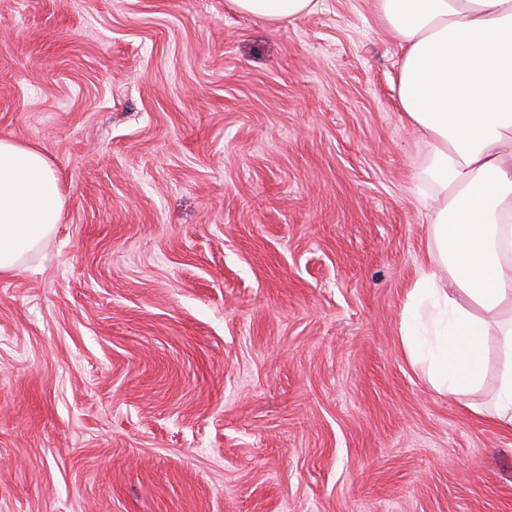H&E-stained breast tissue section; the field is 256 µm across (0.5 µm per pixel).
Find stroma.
<instances>
[{
	"label": "stroma",
	"mask_w": 512,
	"mask_h": 512,
	"mask_svg": "<svg viewBox=\"0 0 512 512\" xmlns=\"http://www.w3.org/2000/svg\"><path fill=\"white\" fill-rule=\"evenodd\" d=\"M372 0H0L61 224L0 277V512H512V431L403 357L429 226ZM320 0H231L246 14L264 17L271 22L288 21L313 12Z\"/></svg>",
	"instance_id": "stroma-1"
}]
</instances>
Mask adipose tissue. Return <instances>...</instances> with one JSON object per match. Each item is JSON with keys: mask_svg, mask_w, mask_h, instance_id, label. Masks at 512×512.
I'll use <instances>...</instances> for the list:
<instances>
[{"mask_svg": "<svg viewBox=\"0 0 512 512\" xmlns=\"http://www.w3.org/2000/svg\"><path fill=\"white\" fill-rule=\"evenodd\" d=\"M272 22L319 0H232ZM400 49L397 108L417 131L431 228L399 342L440 394L465 398L499 353L489 418L512 428V0H373ZM66 194L40 149L0 138V276L63 220Z\"/></svg>", "mask_w": 512, "mask_h": 512, "instance_id": "adipose-tissue-1", "label": "adipose tissue"}]
</instances>
